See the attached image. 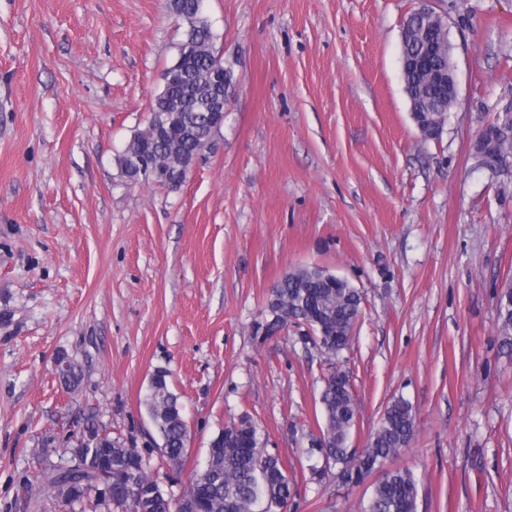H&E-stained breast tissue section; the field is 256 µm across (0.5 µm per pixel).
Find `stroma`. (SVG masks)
<instances>
[{"mask_svg": "<svg viewBox=\"0 0 512 512\" xmlns=\"http://www.w3.org/2000/svg\"><path fill=\"white\" fill-rule=\"evenodd\" d=\"M418 0H203L236 87L175 188L116 157L149 121L185 26L170 0H0V512L67 505L46 476L83 424L149 450L141 400L171 372L191 442L179 496L224 426L249 417L296 512H358L370 485L312 480L329 364L296 328L256 327L271 286L317 266L363 293L347 368L362 447L410 403L396 466L417 512H512V168L473 144L512 100V0H431L448 20L457 101L422 140L401 77ZM83 370L73 390L57 356ZM507 298H509V303ZM496 299L501 347L512 351V288H500L497 290Z\"/></svg>", "mask_w": 512, "mask_h": 512, "instance_id": "35a3bbf8", "label": "stroma"}]
</instances>
